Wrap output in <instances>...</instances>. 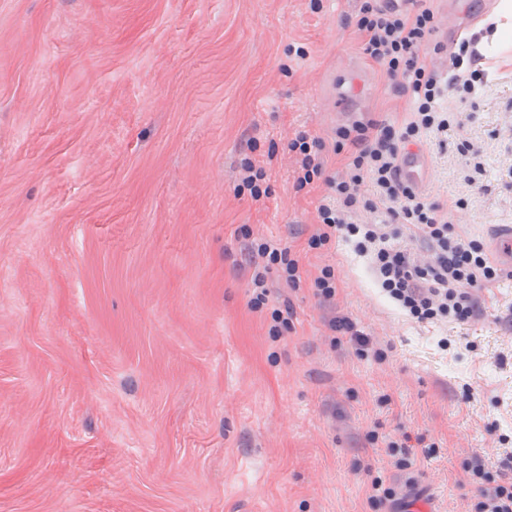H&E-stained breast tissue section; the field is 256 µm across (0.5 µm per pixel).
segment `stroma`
Instances as JSON below:
<instances>
[{"mask_svg":"<svg viewBox=\"0 0 512 512\" xmlns=\"http://www.w3.org/2000/svg\"><path fill=\"white\" fill-rule=\"evenodd\" d=\"M460 41L484 0H438ZM354 0H0V512H465L472 456L499 477L512 438V272L465 324L416 323L336 237L312 248L326 177L358 118L404 119L362 53ZM463 129L422 142L435 200L491 244L512 224V36ZM325 143L297 187L299 135ZM483 148L487 193L463 181ZM270 195L237 193L243 158ZM276 238L301 283L249 300L244 245ZM334 274V305L314 280ZM290 308L279 336L271 312ZM348 317L379 357L331 336ZM416 438L410 473L388 442ZM414 487H406L407 478Z\"/></svg>","mask_w":512,"mask_h":512,"instance_id":"1","label":"stroma"}]
</instances>
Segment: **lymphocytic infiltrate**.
I'll return each instance as SVG.
<instances>
[{"label":"lymphocytic infiltrate","instance_id":"f902f5d3","mask_svg":"<svg viewBox=\"0 0 512 512\" xmlns=\"http://www.w3.org/2000/svg\"><path fill=\"white\" fill-rule=\"evenodd\" d=\"M356 28L363 54L412 99L413 107L397 125L356 119L337 127L338 145L350 146L352 153L341 176L326 178L332 201L320 206L321 227L310 242L322 246L338 233L351 238L357 253L370 256L382 290L417 322H469L479 312L475 288L495 280L497 271L480 240L455 230L451 217L460 200L442 205L405 185L398 177V159L412 140L438 139L449 127L461 125V113L444 107V99L474 98L487 74L476 68V55L460 52L452 56L451 74L434 66V55L444 52L445 45L436 37L438 17L431 0H417L405 10L392 0H358ZM391 222L407 225L410 238L425 248L424 257L391 245ZM248 251L265 261L252 279L253 308H260L269 294L268 272L299 285L298 262L280 243L266 241ZM499 466L500 480L479 486L470 512H512L511 452H504Z\"/></svg>","mask_w":512,"mask_h":512}]
</instances>
